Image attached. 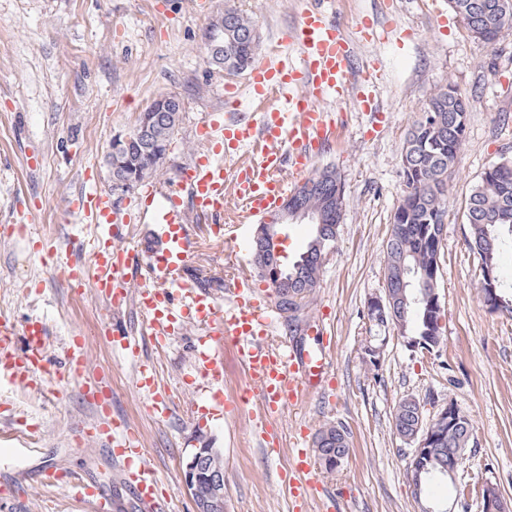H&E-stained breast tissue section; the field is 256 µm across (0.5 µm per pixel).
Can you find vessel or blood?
Masks as SVG:
<instances>
[{
    "mask_svg": "<svg viewBox=\"0 0 512 512\" xmlns=\"http://www.w3.org/2000/svg\"><path fill=\"white\" fill-rule=\"evenodd\" d=\"M291 40L300 51L298 61L259 62L248 76L255 96L287 95L286 107H270L248 118L209 122L212 153L180 169L172 181L148 185L128 209L117 208L108 192L88 183L71 202L77 233L89 230L96 236L88 263L74 261L71 253L53 240L41 241L62 287L75 297L93 292L111 312L136 302L156 346L183 335L187 320H194L205 331L198 339L195 357V371L201 380L218 379L222 360L217 350L234 345L246 378L237 403L246 406L260 398L265 415L273 420L322 387L330 372L326 351L286 345L265 349L261 340L269 332L275 308L255 295L250 275L225 277L224 286L233 299L231 309L226 310L186 269L193 250V215L223 216L225 194L230 191L240 201L245 219L270 218L290 192L291 175L302 173L334 136L336 106L353 97L364 111L374 109L372 74L368 67L357 64L351 42L327 11L304 10ZM244 148L251 150V158L225 172V156ZM146 211L152 214L153 248L145 252L121 245L122 229ZM140 267L146 269L149 282L135 294L129 288L131 274ZM49 343L50 330L43 317H31L20 325L1 313L0 379L19 388L30 387L37 376L47 372ZM67 354V363L56 377L77 383L94 412L93 421L78 424L77 432L98 441L107 456L122 462L125 479L142 512H162L161 480L143 457L139 433L113 414L111 390L105 389L100 375L90 374L81 337H74ZM136 386L151 394L157 419L167 418L169 398L151 365H140ZM30 478L45 487L74 491L92 512H104L108 503L100 486L66 469L37 471ZM288 484L298 498L315 490L307 450H298Z\"/></svg>",
    "mask_w": 512,
    "mask_h": 512,
    "instance_id": "obj_1",
    "label": "vessel or blood"
}]
</instances>
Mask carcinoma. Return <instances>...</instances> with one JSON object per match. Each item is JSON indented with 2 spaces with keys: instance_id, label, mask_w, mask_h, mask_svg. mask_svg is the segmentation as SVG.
Wrapping results in <instances>:
<instances>
[{
  "instance_id": "1",
  "label": "carcinoma",
  "mask_w": 512,
  "mask_h": 512,
  "mask_svg": "<svg viewBox=\"0 0 512 512\" xmlns=\"http://www.w3.org/2000/svg\"><path fill=\"white\" fill-rule=\"evenodd\" d=\"M452 9L462 18L468 32L487 44L497 43L512 33V17L499 18L501 0H449ZM255 32L251 19L230 5L215 16L206 32V40L224 43L221 62L208 57L210 67L228 75L246 70L254 60L256 46L250 38ZM467 113L465 94L455 84L436 89L429 97L422 117L413 125L401 153V174L404 195L393 214L391 232L384 259V278L390 283L391 296L405 320L401 337L416 341L433 355L439 352L444 336L437 322L442 318L439 283L442 278L440 233L447 217L448 183L454 174L458 154L466 134V123L454 120L457 113ZM182 121V113L167 112L154 128V143L170 144ZM144 144L132 138L124 154L105 160V164L123 162L130 156L138 161L137 183L157 173L162 166L141 154ZM311 179L315 188L302 196L300 204L323 218L321 229L307 243L308 258L301 266L299 279L284 283L272 269L260 263L255 267L261 278L271 282L275 306L289 311L287 295L301 293L302 308L317 286L324 261L336 241L342 219L344 191L336 172L322 170ZM466 219L470 235L468 245L477 259L478 284L482 298L490 289L502 298L500 313L512 316V290L496 278L488 280L484 271L498 275L499 257L506 241L512 242V159L502 158L482 174L478 185L466 203ZM420 402L402 398L393 416V428L400 437L409 434L416 425L415 411ZM433 431L431 458H423L422 471H411L407 480L420 483V492L436 483L446 482L474 446L472 422L459 407L441 412L430 424ZM350 447V434L341 424L321 429L316 440V452L321 464L334 470L344 458L331 460L327 450Z\"/></svg>"
}]
</instances>
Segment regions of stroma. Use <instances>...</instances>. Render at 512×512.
Wrapping results in <instances>:
<instances>
[{
  "label": "stroma",
  "mask_w": 512,
  "mask_h": 512,
  "mask_svg": "<svg viewBox=\"0 0 512 512\" xmlns=\"http://www.w3.org/2000/svg\"><path fill=\"white\" fill-rule=\"evenodd\" d=\"M230 0H0V226L16 212L38 214L25 231L0 238V313L17 320L42 316L48 352L61 359L72 336L85 338L90 369L109 373L114 413L140 432L142 448L168 493L167 512H193L183 469L194 448L190 405L198 383L189 327L164 348L151 341L135 306L112 319L135 336L144 361L171 390V416L157 421L149 396L135 388L137 367L113 354L103 338L104 303L75 298L47 272L39 238L69 243L65 210L92 173L110 181L104 163L116 133L133 129L160 94L178 95L183 121L156 181L172 180L197 157L202 129L224 106V87L237 85L239 111L267 103L250 96L245 74L212 71L204 32ZM254 22L260 61H297L285 42L304 9L333 13L356 57L376 76L379 113L357 101L343 106L330 147L312 169L336 170L344 187L343 218L314 293L295 320L276 315L270 345L289 341L317 347L308 322L325 324L332 379L329 388L289 407L282 446L268 455L260 436L258 403L210 422L212 447L224 457L226 512H297L284 483L295 447L314 450L320 429L344 424L350 454L335 470L318 469L308 512H420L405 474L410 447L395 433L398 402L415 397L432 421L447 403L471 418L476 440L451 483L429 494L442 512H481L480 489L493 483L512 502V317L490 313L477 286V260L468 248L465 203L493 162L512 157V35L489 45L473 38L448 0H231ZM453 83L468 101L466 138L448 191L440 299L444 344L439 356L412 354L394 325L375 326L368 306L385 291L384 257L390 222L405 190L400 155L408 130L435 88ZM38 156V167L27 164ZM255 224H195L197 241L187 271L223 307L228 272L254 273L251 256L232 261L224 237H253ZM383 337L378 366L365 362L371 337ZM76 384L36 379L31 389L0 383V486L21 472L62 466L105 489L112 512H140L117 469L99 450L76 444L72 428L90 418ZM40 439L28 447L29 428ZM0 512H88L65 489H33L26 501L0 499Z\"/></svg>",
  "instance_id": "1"
}]
</instances>
